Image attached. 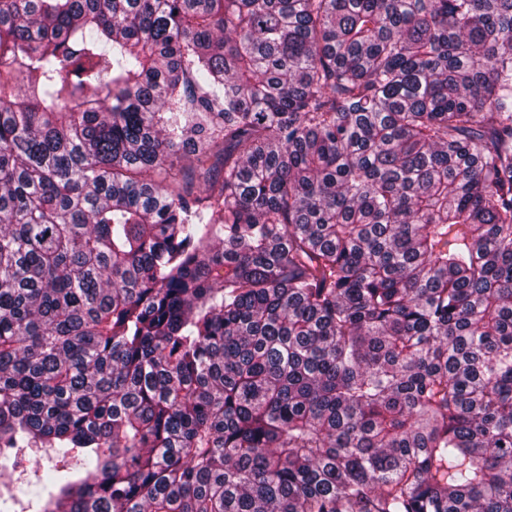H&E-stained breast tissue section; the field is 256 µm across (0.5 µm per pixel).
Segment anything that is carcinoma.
Returning a JSON list of instances; mask_svg holds the SVG:
<instances>
[{
    "label": "carcinoma",
    "mask_w": 512,
    "mask_h": 512,
    "mask_svg": "<svg viewBox=\"0 0 512 512\" xmlns=\"http://www.w3.org/2000/svg\"><path fill=\"white\" fill-rule=\"evenodd\" d=\"M8 450L0 512H512V0H0Z\"/></svg>",
    "instance_id": "carcinoma-1"
}]
</instances>
